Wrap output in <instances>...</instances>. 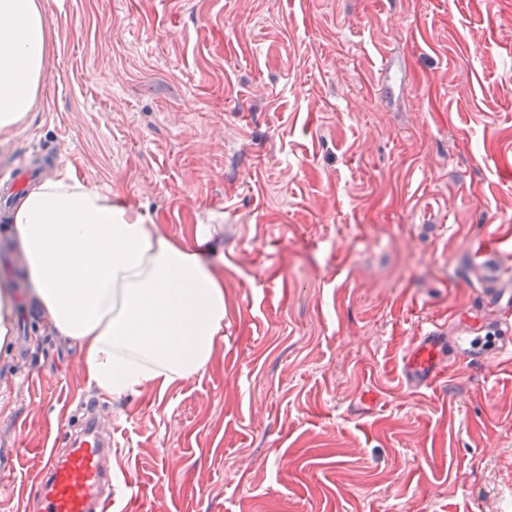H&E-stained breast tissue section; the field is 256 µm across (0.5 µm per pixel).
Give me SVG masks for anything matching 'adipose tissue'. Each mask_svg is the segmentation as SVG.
I'll return each mask as SVG.
<instances>
[{"instance_id": "1", "label": "adipose tissue", "mask_w": 512, "mask_h": 512, "mask_svg": "<svg viewBox=\"0 0 512 512\" xmlns=\"http://www.w3.org/2000/svg\"><path fill=\"white\" fill-rule=\"evenodd\" d=\"M48 38L40 0H0V135L36 101ZM9 233L28 301L75 345L92 385L119 398L197 376L224 327V271L74 171L33 186Z\"/></svg>"}]
</instances>
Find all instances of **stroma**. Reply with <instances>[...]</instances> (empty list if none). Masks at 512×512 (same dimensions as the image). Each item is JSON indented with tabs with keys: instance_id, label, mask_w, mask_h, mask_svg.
Returning <instances> with one entry per match:
<instances>
[{
	"instance_id": "stroma-1",
	"label": "stroma",
	"mask_w": 512,
	"mask_h": 512,
	"mask_svg": "<svg viewBox=\"0 0 512 512\" xmlns=\"http://www.w3.org/2000/svg\"><path fill=\"white\" fill-rule=\"evenodd\" d=\"M41 2L44 79L0 176L55 151L53 173L203 246L224 330L202 374L102 396L26 303L0 217L21 299L0 512H25L86 401L112 512H512V359L400 380L423 322L492 318L473 241L512 265V0Z\"/></svg>"
}]
</instances>
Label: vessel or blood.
Masks as SVG:
<instances>
[{
    "label": "vessel or blood",
    "mask_w": 512,
    "mask_h": 512,
    "mask_svg": "<svg viewBox=\"0 0 512 512\" xmlns=\"http://www.w3.org/2000/svg\"><path fill=\"white\" fill-rule=\"evenodd\" d=\"M32 173L23 164L0 181L1 211H8ZM492 250L491 239L483 238L473 243L471 255L474 265L494 281L488 296L496 314L491 352L508 356L512 354V269L487 267ZM481 333V328L470 323L452 337L446 324L429 323L402 358L404 384L419 389L438 382L446 370L445 351H452L459 361L474 360L472 343ZM77 421L76 427L60 434L58 451L49 452L37 470L36 491L29 500L32 512H110L112 508V440L102 435L95 409L83 408Z\"/></svg>",
    "instance_id": "b4317fda"
}]
</instances>
